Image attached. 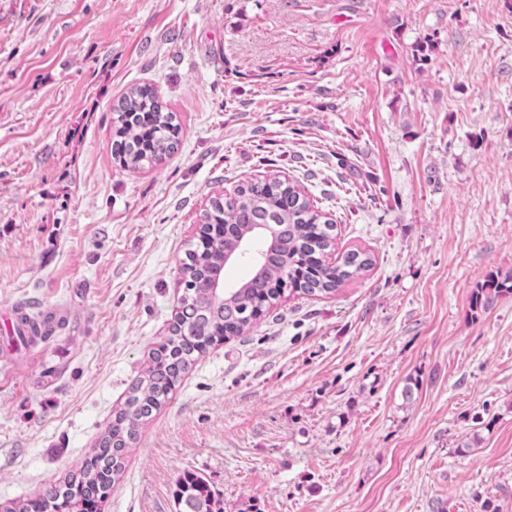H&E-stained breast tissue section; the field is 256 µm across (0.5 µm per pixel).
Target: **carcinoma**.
<instances>
[{"label": "carcinoma", "mask_w": 512, "mask_h": 512, "mask_svg": "<svg viewBox=\"0 0 512 512\" xmlns=\"http://www.w3.org/2000/svg\"><path fill=\"white\" fill-rule=\"evenodd\" d=\"M112 154L129 171L160 165L177 143V113L163 104L154 87L134 85L112 107ZM202 224H226L222 243H196L185 252L180 267L184 284L182 306L168 336L154 349L149 364L129 387L124 405L112 421L84 468L41 495L42 512H95L108 498L125 470V460L142 421L166 402L182 374L206 352L216 336H243L254 321L281 296L277 285L311 297L329 295L364 274L372 265L369 252L351 250L332 269L322 265L334 249L336 224L314 206L295 183L278 177L240 186L234 196H214ZM259 224L273 226L280 248L260 253L263 268L237 287H213L215 274L224 272V250L248 237ZM512 296V277H490L476 289L470 307L476 315L489 312ZM178 512H223L206 479L185 472L175 492Z\"/></svg>", "instance_id": "cac0c4a2"}]
</instances>
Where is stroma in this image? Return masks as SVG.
<instances>
[{
    "instance_id": "obj_1",
    "label": "stroma",
    "mask_w": 512,
    "mask_h": 512,
    "mask_svg": "<svg viewBox=\"0 0 512 512\" xmlns=\"http://www.w3.org/2000/svg\"><path fill=\"white\" fill-rule=\"evenodd\" d=\"M144 83L181 131L131 172L111 109ZM273 176L371 268L211 346L102 512H176L187 470L224 512H512V297L470 309L512 276V0H0V313L68 309L0 332V503L84 466L211 197ZM512 296V277L499 280L489 277L472 293L470 307L474 315L489 312L504 297Z\"/></svg>"
}]
</instances>
